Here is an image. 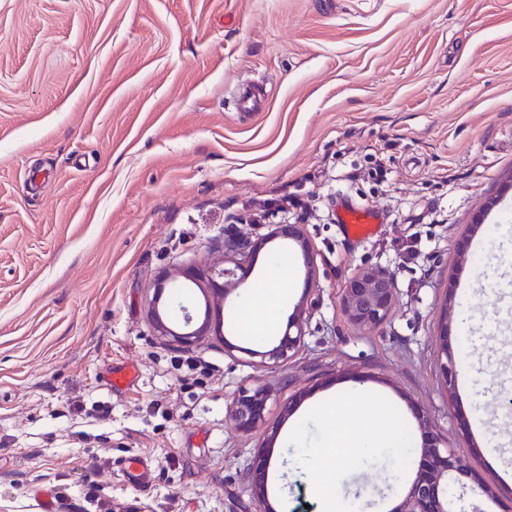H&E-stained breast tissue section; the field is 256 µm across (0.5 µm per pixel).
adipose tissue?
I'll use <instances>...</instances> for the list:
<instances>
[{
  "instance_id": "ef3b65f1",
  "label": "adipose tissue",
  "mask_w": 512,
  "mask_h": 512,
  "mask_svg": "<svg viewBox=\"0 0 512 512\" xmlns=\"http://www.w3.org/2000/svg\"><path fill=\"white\" fill-rule=\"evenodd\" d=\"M271 287L255 288L246 302V322L244 331L252 339L269 337L276 328L279 308L287 297L288 261L284 256H274L269 262ZM366 411V434L349 442L354 450L367 453L376 448L394 444L398 435L390 426L389 416L372 402H364Z\"/></svg>"
}]
</instances>
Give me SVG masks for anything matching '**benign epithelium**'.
Instances as JSON below:
<instances>
[{"label":"benign epithelium","instance_id":"obj_1","mask_svg":"<svg viewBox=\"0 0 512 512\" xmlns=\"http://www.w3.org/2000/svg\"><path fill=\"white\" fill-rule=\"evenodd\" d=\"M278 241L283 245L293 244L299 248L306 269V277L315 274V265L304 226L301 224H277L261 241L265 245ZM250 272L246 258L234 262L233 267H224L217 271L223 282L211 281L215 293L225 296L227 285L244 279ZM395 298L394 278L392 275L376 270L362 269L350 277L342 289V303L348 319L362 327L376 328L384 323ZM182 331L171 329L163 321L157 309L151 310V319L158 335L167 337L175 344L188 348L205 335L206 326H194V315L184 306L179 307ZM302 327L297 322L287 324L285 330L274 341L261 346L241 347L226 345V352L239 351L253 358L252 364L258 369H272L280 366L298 353L303 343ZM445 356V373L448 389L454 388L456 359L448 341L442 343ZM268 401L265 388L258 386L253 390H243L232 408V417L237 428L243 432L255 429L264 417ZM472 468L469 459L457 454L454 449L439 446L438 440L428 422H423L421 457L407 491L392 512H488L482 505L493 499L492 491L483 484L471 487L457 494L452 492V475L463 473ZM269 470L268 456L260 451L255 456L251 470V488L253 496L265 504L263 512H274L267 506L266 484Z\"/></svg>","mask_w":512,"mask_h":512}]
</instances>
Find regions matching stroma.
Instances as JSON below:
<instances>
[{
	"label": "stroma",
	"mask_w": 512,
	"mask_h": 512,
	"mask_svg": "<svg viewBox=\"0 0 512 512\" xmlns=\"http://www.w3.org/2000/svg\"><path fill=\"white\" fill-rule=\"evenodd\" d=\"M268 94L244 111L238 89ZM372 208L377 233L334 215ZM483 215L481 228L473 219ZM300 224L283 318L299 354L262 371L240 314L266 285L267 252L227 297L208 288L273 225ZM393 275L386 321L344 313L357 271ZM178 292L210 328L181 348L151 318ZM512 0H0V505L9 512H259L317 505L289 431L324 435L319 405L362 390L402 447L341 453L345 512H388L421 448L420 419L472 462L458 481L512 512ZM462 378L447 384L440 326ZM136 379L113 388L112 371ZM271 398L252 432L231 415L243 389ZM293 400L291 413L282 404ZM147 461L149 480L115 463ZM269 470V459L268 456L261 450L255 456L251 470V488L253 496L261 503L266 506L260 511L274 512L272 507L268 506L266 500V484Z\"/></svg>",
	"instance_id": "35a3bbf8"
}]
</instances>
